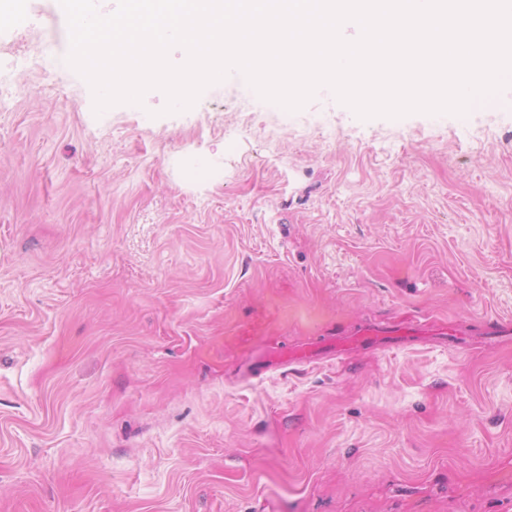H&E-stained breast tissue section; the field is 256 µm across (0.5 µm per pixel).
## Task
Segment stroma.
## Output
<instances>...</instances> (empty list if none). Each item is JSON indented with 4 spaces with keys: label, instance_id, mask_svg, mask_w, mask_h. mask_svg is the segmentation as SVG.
Returning <instances> with one entry per match:
<instances>
[{
    "label": "stroma",
    "instance_id": "stroma-1",
    "mask_svg": "<svg viewBox=\"0 0 512 512\" xmlns=\"http://www.w3.org/2000/svg\"><path fill=\"white\" fill-rule=\"evenodd\" d=\"M56 4L0 26V512H512V109L98 114ZM411 330H414L411 326H397L391 329L369 327L356 334L355 336L357 337L353 338L350 344L354 346H360L365 343L379 344L385 336H406V333Z\"/></svg>",
    "mask_w": 512,
    "mask_h": 512
}]
</instances>
